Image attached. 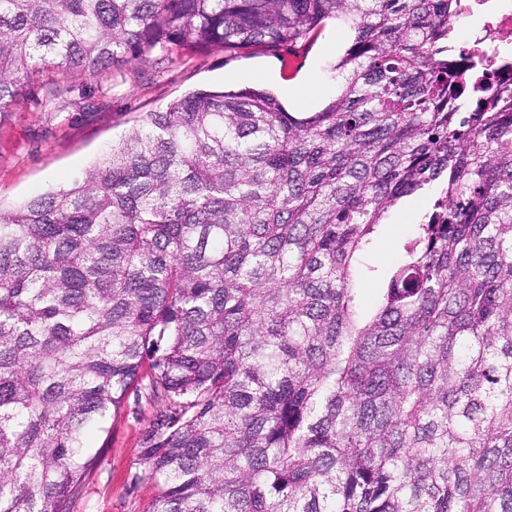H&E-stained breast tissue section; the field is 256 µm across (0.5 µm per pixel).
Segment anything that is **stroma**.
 <instances>
[{"instance_id": "1", "label": "stroma", "mask_w": 512, "mask_h": 512, "mask_svg": "<svg viewBox=\"0 0 512 512\" xmlns=\"http://www.w3.org/2000/svg\"><path fill=\"white\" fill-rule=\"evenodd\" d=\"M351 38L347 27L329 20L315 40L301 42L298 62L284 48L250 47L233 55L214 49L123 58L99 76L40 73L30 95L0 117V207L70 184L146 113L163 110L194 87L220 88L227 79L261 73V88L278 95L290 84L311 79L319 95L307 109L319 111L336 94L333 66ZM52 84L59 91L50 100L46 90ZM425 208L424 198L412 197L388 212L368 257L371 265L384 270L397 261L400 242ZM159 412L144 392L130 393L110 435L92 440L102 450V461L72 512H145L156 487L140 478L141 443Z\"/></svg>"}]
</instances>
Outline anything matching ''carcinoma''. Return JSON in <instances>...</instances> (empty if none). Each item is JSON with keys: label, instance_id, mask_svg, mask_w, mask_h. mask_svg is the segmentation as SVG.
<instances>
[{"label": "carcinoma", "instance_id": "carcinoma-1", "mask_svg": "<svg viewBox=\"0 0 512 512\" xmlns=\"http://www.w3.org/2000/svg\"><path fill=\"white\" fill-rule=\"evenodd\" d=\"M463 0H0V115L34 65L275 51L328 20L340 90L149 112L67 187L0 211V512H70L146 384L145 512H512V81ZM429 202L374 311L363 259Z\"/></svg>", "mask_w": 512, "mask_h": 512}]
</instances>
